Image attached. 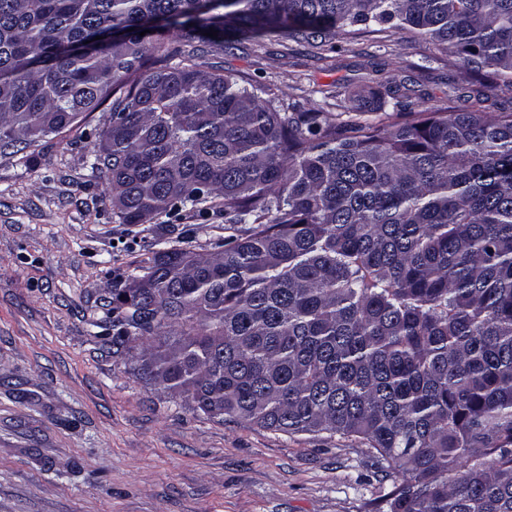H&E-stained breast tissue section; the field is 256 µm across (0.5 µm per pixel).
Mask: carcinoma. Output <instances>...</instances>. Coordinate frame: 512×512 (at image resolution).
I'll return each instance as SVG.
<instances>
[{
	"label": "carcinoma",
	"mask_w": 512,
	"mask_h": 512,
	"mask_svg": "<svg viewBox=\"0 0 512 512\" xmlns=\"http://www.w3.org/2000/svg\"><path fill=\"white\" fill-rule=\"evenodd\" d=\"M390 22L512 89V0H0V149L112 99L92 169L121 223L230 231L115 281L112 354L141 341L211 417L362 440L401 476L377 512H512V110L407 112L403 80L372 92L395 122L281 114L169 47Z\"/></svg>",
	"instance_id": "carcinoma-1"
}]
</instances>
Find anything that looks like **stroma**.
I'll return each mask as SVG.
<instances>
[{"instance_id":"1","label":"stroma","mask_w":512,"mask_h":512,"mask_svg":"<svg viewBox=\"0 0 512 512\" xmlns=\"http://www.w3.org/2000/svg\"><path fill=\"white\" fill-rule=\"evenodd\" d=\"M313 56L281 37L201 47L204 71L272 89L278 111H326L412 79L414 110L444 108L459 68L388 28L344 27ZM104 103L78 126L0 153V512H374L393 479L355 438L210 417L147 382L105 342L104 298L160 242L200 253L224 222L124 224L90 166Z\"/></svg>"}]
</instances>
